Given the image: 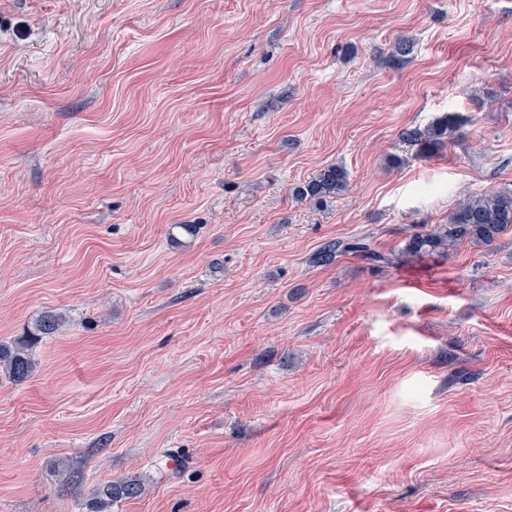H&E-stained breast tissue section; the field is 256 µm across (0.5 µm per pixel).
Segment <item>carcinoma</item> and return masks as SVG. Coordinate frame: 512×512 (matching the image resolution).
I'll list each match as a JSON object with an SVG mask.
<instances>
[{"mask_svg": "<svg viewBox=\"0 0 512 512\" xmlns=\"http://www.w3.org/2000/svg\"><path fill=\"white\" fill-rule=\"evenodd\" d=\"M458 124L449 113L426 127L402 132L403 140L416 153L431 154L446 143ZM349 177L342 166L323 169L310 180L293 189L300 201L314 204L327 202L348 190ZM512 227V188H501L468 197L448 214V223L436 224L425 233L410 236L397 253H383L372 247L366 237L346 241H330L309 258L316 266L330 265L342 254H354L365 261L391 264L402 256L421 253H446L456 244L469 241L489 244ZM68 324L66 313L56 309L43 311L27 334L9 341L0 340V371L14 383L30 379L38 365L35 348L43 339L55 336ZM146 493V480L140 475L121 478L97 488L86 503V512H112V505L128 499H138Z\"/></svg>", "mask_w": 512, "mask_h": 512, "instance_id": "carcinoma-1", "label": "carcinoma"}]
</instances>
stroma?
I'll return each mask as SVG.
<instances>
[{"mask_svg":"<svg viewBox=\"0 0 512 512\" xmlns=\"http://www.w3.org/2000/svg\"><path fill=\"white\" fill-rule=\"evenodd\" d=\"M500 187L512 0H0V512H512V228L308 262ZM457 124V117L449 113L426 127L406 129L402 132V138L409 146L415 148L416 153L431 154L444 146ZM348 187L349 177L346 169L336 165L323 169L315 177L295 187L293 194L300 201L316 205L342 195ZM68 324L66 313L56 309L43 311L25 336L0 340V370L14 383L30 379L38 365L35 348L46 337L55 336ZM146 480L140 475L121 478L97 488L86 503V512H112L114 502L141 498Z\"/></svg>","mask_w":512,"mask_h":512,"instance_id":"obj_1","label":"stroma"}]
</instances>
